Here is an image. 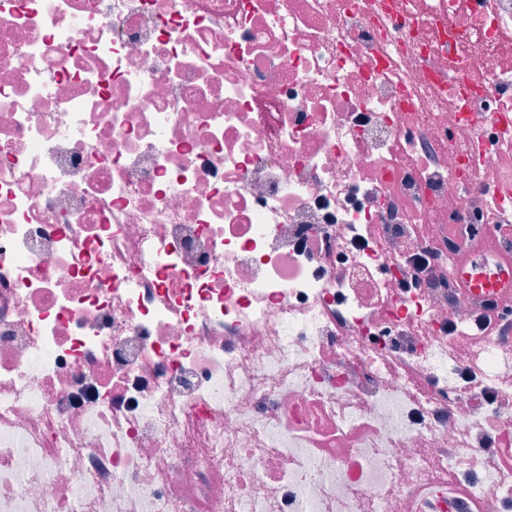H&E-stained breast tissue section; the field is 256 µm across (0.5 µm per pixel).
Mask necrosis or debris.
<instances>
[{"label": "necrosis or debris", "mask_w": 512, "mask_h": 512, "mask_svg": "<svg viewBox=\"0 0 512 512\" xmlns=\"http://www.w3.org/2000/svg\"><path fill=\"white\" fill-rule=\"evenodd\" d=\"M489 241L512 0H0V512H505Z\"/></svg>", "instance_id": "necrosis-or-debris-1"}]
</instances>
